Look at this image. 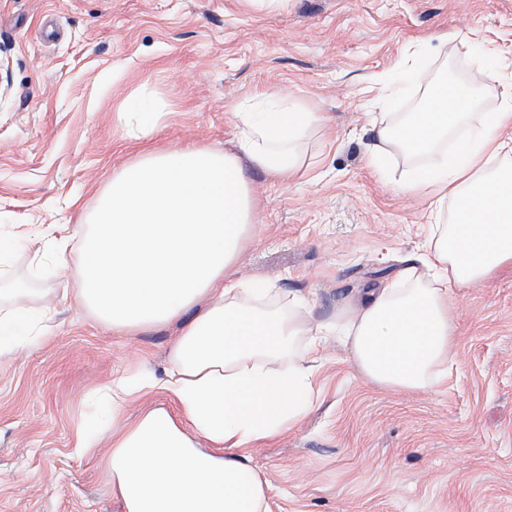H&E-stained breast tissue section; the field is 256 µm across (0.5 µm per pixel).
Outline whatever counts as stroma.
Instances as JSON below:
<instances>
[{
	"mask_svg": "<svg viewBox=\"0 0 512 512\" xmlns=\"http://www.w3.org/2000/svg\"><path fill=\"white\" fill-rule=\"evenodd\" d=\"M475 33L512 51V0H0V236L24 227L9 274L37 312L52 293L51 339L0 364V512H122L103 454L78 448L113 379L163 377L179 329L126 336L77 299L48 262L51 227L83 225L113 171L140 149L116 114L133 95L167 104L156 148L223 146L230 107L268 86L325 113L293 184L254 172L259 224L233 276L265 279L266 310L307 297L335 321L361 289L416 255L426 200L376 173L363 89L415 41ZM457 355L439 390L404 394L364 378L328 342L308 415L247 449L272 512H512V273L453 291Z\"/></svg>",
	"mask_w": 512,
	"mask_h": 512,
	"instance_id": "stroma-1",
	"label": "stroma"
}]
</instances>
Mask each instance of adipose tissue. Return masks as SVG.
Masks as SVG:
<instances>
[{
    "label": "adipose tissue",
    "mask_w": 512,
    "mask_h": 512,
    "mask_svg": "<svg viewBox=\"0 0 512 512\" xmlns=\"http://www.w3.org/2000/svg\"><path fill=\"white\" fill-rule=\"evenodd\" d=\"M456 40L443 33L401 56L392 85L411 82L425 92L415 111L381 114L369 153L376 168L397 154L413 160L395 190L428 200L434 216L449 207V220L431 225L397 283L364 289L335 322H313L304 297L284 315L262 310L269 289L224 276L257 224L248 171L294 183L303 167L299 143L324 132V113L269 88L234 106L232 148L147 149L113 171L82 237L79 300L117 334L184 322L165 378L113 381L116 430L106 440L92 430L80 438L82 448H106L124 512H270L266 481L239 451L306 414L328 337L384 388L425 393L444 383L456 344L449 289L475 288L512 269V88L498 109L471 121V86L499 82L501 50L479 40L485 63L472 84L429 78V59L453 51ZM162 111L158 101L132 97L118 118L128 137L142 140ZM18 294L0 289V359L51 336L49 316L11 306ZM156 389L178 414L156 407L120 426L126 405Z\"/></svg>",
    "instance_id": "adipose-tissue-1"
}]
</instances>
